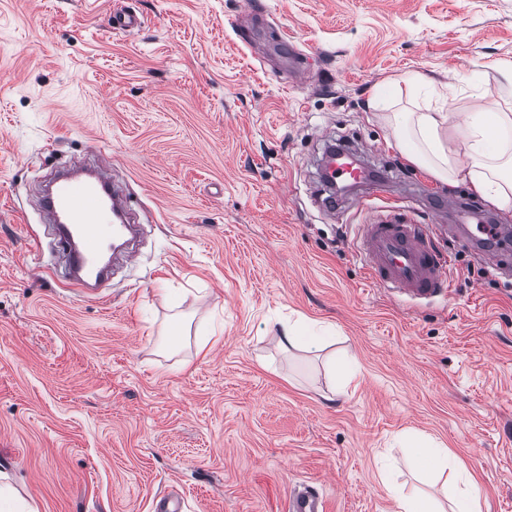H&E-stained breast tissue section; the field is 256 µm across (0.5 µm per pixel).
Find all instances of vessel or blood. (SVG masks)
<instances>
[{
  "label": "vessel or blood",
  "mask_w": 512,
  "mask_h": 512,
  "mask_svg": "<svg viewBox=\"0 0 512 512\" xmlns=\"http://www.w3.org/2000/svg\"><path fill=\"white\" fill-rule=\"evenodd\" d=\"M328 180L342 179L362 185L374 196L383 182L380 173L357 167L345 146H337L328 163ZM41 209L56 227L67 251L70 267L88 269L104 249L107 217L123 220L124 205L100 178H62L42 200ZM466 247L480 251L489 264L499 265L501 251L494 226H478L469 234ZM359 257L370 282L410 297L445 294L450 286L445 259L437 252L433 231L414 223L400 207L387 206L363 225ZM323 502L311 492L288 498V512H320Z\"/></svg>",
  "instance_id": "obj_1"
}]
</instances>
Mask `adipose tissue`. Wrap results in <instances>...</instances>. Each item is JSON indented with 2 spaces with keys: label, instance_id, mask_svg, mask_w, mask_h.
I'll use <instances>...</instances> for the list:
<instances>
[{
  "label": "adipose tissue",
  "instance_id": "obj_1",
  "mask_svg": "<svg viewBox=\"0 0 512 512\" xmlns=\"http://www.w3.org/2000/svg\"><path fill=\"white\" fill-rule=\"evenodd\" d=\"M398 141L412 144L413 161L426 165L441 181H467L500 209L512 212V113L472 116L449 126L444 112H397L393 115Z\"/></svg>",
  "mask_w": 512,
  "mask_h": 512
}]
</instances>
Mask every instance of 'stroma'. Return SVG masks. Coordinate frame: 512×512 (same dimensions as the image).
I'll list each match as a JSON object with an SVG mask.
<instances>
[{
	"instance_id": "obj_1",
	"label": "stroma",
	"mask_w": 512,
	"mask_h": 512,
	"mask_svg": "<svg viewBox=\"0 0 512 512\" xmlns=\"http://www.w3.org/2000/svg\"><path fill=\"white\" fill-rule=\"evenodd\" d=\"M0 0V473L38 512H399L380 478L435 497L405 434L430 435L512 512V242L493 271L472 215L512 214L398 147L373 95L420 76L451 114L512 109V0ZM139 30L116 34L113 9ZM287 41L305 75L273 47ZM348 141L385 194L441 226L451 288L371 287L372 213L324 203L321 160ZM103 163L141 227L98 295L67 280L38 187ZM321 351L283 352L279 320ZM320 508L324 511L323 502L312 492L291 494L288 498L287 511L289 512H319Z\"/></svg>"
}]
</instances>
